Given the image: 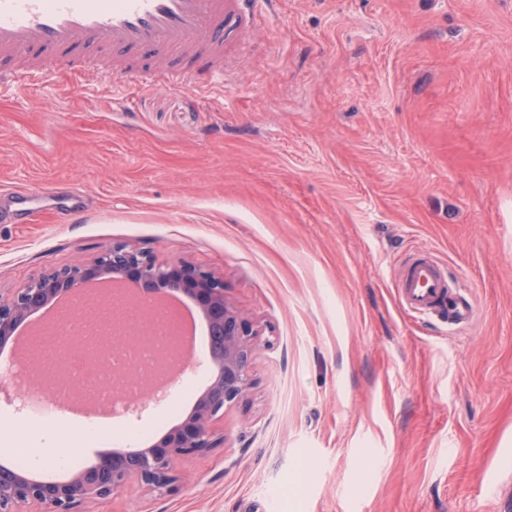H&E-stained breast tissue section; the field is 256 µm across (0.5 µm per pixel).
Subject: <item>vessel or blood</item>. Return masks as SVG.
<instances>
[{
  "mask_svg": "<svg viewBox=\"0 0 512 512\" xmlns=\"http://www.w3.org/2000/svg\"><path fill=\"white\" fill-rule=\"evenodd\" d=\"M272 0H0V87L28 89L54 78L49 55L73 81L102 79L89 50H111L112 76L134 90L205 88L224 74L229 44L250 28L256 4ZM408 312L453 325L472 321L470 295L455 289L432 255L415 254L397 281Z\"/></svg>",
  "mask_w": 512,
  "mask_h": 512,
  "instance_id": "1",
  "label": "vessel or blood"
}]
</instances>
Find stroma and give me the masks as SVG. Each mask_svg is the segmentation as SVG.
<instances>
[{"instance_id":"stroma-1","label":"stroma","mask_w":512,"mask_h":512,"mask_svg":"<svg viewBox=\"0 0 512 512\" xmlns=\"http://www.w3.org/2000/svg\"><path fill=\"white\" fill-rule=\"evenodd\" d=\"M121 243L222 276L267 345L223 447L172 492L85 512H502L512 0H279L210 87L0 89V291ZM419 251L470 293V325L401 308ZM209 380L94 441L0 395V434L84 467L159 441Z\"/></svg>"}]
</instances>
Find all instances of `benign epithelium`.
<instances>
[{
	"label": "benign epithelium",
	"mask_w": 512,
	"mask_h": 512,
	"mask_svg": "<svg viewBox=\"0 0 512 512\" xmlns=\"http://www.w3.org/2000/svg\"><path fill=\"white\" fill-rule=\"evenodd\" d=\"M112 277L151 297L177 292L194 298L222 337L210 355L213 377L189 417L159 441L112 457L61 480L47 481L0 464V512H83L94 499L107 498L130 483L150 492L169 491L177 482L176 464L224 444L213 424L224 410L254 388L251 369L260 349L259 330L226 295L224 279L188 261L158 264L145 251L116 244L90 262L44 272L20 288L0 293V344L36 310L83 284Z\"/></svg>",
	"instance_id": "7a95c632"
}]
</instances>
